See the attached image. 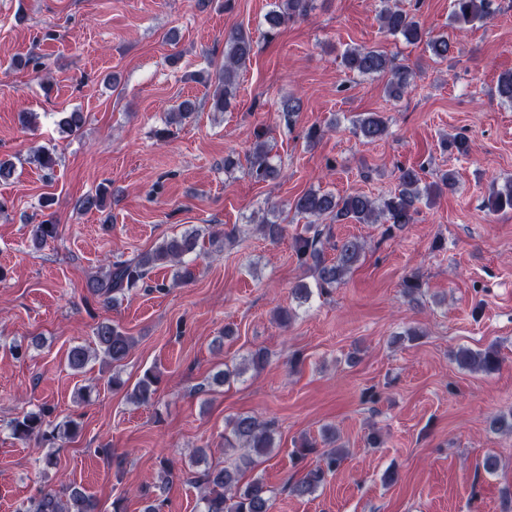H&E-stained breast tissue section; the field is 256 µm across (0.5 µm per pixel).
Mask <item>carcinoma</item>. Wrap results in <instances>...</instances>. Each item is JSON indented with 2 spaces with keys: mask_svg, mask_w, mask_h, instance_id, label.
I'll return each instance as SVG.
<instances>
[{
  "mask_svg": "<svg viewBox=\"0 0 512 512\" xmlns=\"http://www.w3.org/2000/svg\"><path fill=\"white\" fill-rule=\"evenodd\" d=\"M313 0H274L273 7L264 16L267 34L273 35L282 26L295 18H303L312 10ZM492 0H453L450 14L451 23L459 29L484 22L490 17ZM379 21L381 30L393 37H402L415 44L422 41L423 32L416 17L400 9L394 0H379ZM431 58L446 61L452 54L453 45L448 35L441 34L426 41ZM253 52V41L249 34L238 28L224 38V62L218 69V87L213 95V108L225 112L236 99L237 77ZM340 66L347 72L360 76L386 75V91L389 97L398 100L411 88L412 71L394 63L387 54L373 48L353 47L340 55ZM196 103L187 99L169 113V123L177 124L191 117ZM86 122V115L80 110L64 113L61 125L70 132L80 130ZM355 131L365 142L384 139L388 134L387 120L378 112H367L353 121ZM445 149L466 157L471 150V140L464 133H458L448 140ZM398 188L382 198L364 193L337 195L331 191L310 189L299 195L293 202L297 213L309 218L302 230L293 237L294 251L299 265L314 273V282L303 280L293 287V294L302 303L308 302L313 292L323 295L340 285L348 273L359 263L365 252L366 243L355 236L331 241V225L356 222L359 224H385V232L400 230L415 221L419 205L439 196L443 189L455 184V172L444 171L438 180L423 181L420 170L414 167L398 168ZM249 173L257 181L275 179L279 170L271 162L269 151L262 135H256V143L249 157ZM106 188L100 187L87 194L80 201L85 211H99L103 208ZM486 207L491 212L512 211V180L493 190L487 198ZM57 225L44 220L29 225V238L36 247L43 246L56 237ZM201 233L195 228L179 236L163 240L155 248L129 260H117L100 275L86 283L89 294L103 299L104 304L116 306L135 288L149 290L152 271L161 266L172 268V283L186 282L193 277L191 268L184 257L196 252ZM96 350L76 345L68 351L67 360L75 372L82 371L91 354L114 366L122 363L134 346L133 337L120 326L109 321L97 323L94 329ZM453 359L461 368L492 373L499 369L502 359L493 345L483 350L460 347L453 353ZM267 356L261 350L250 352L242 365L212 375L208 387L222 386L234 377H240L247 370L258 371L265 366ZM158 377L147 369L133 386L129 398L138 405L150 403L156 393ZM51 408L41 406L36 411L23 413L8 423L14 439L26 442L33 437L48 441L66 442L79 431L78 424L69 419L60 422L50 420ZM276 448L272 427L250 414L238 415L227 422L224 428V464L212 466L207 463L206 451L197 449L194 463L206 464L195 480L202 487L199 498L200 512H271L274 490L264 478L256 475L243 481L246 470L254 467L257 460L270 455ZM300 455H315L314 462L305 473L287 489L295 496L310 497L325 483L327 477L340 466L343 450L333 446L322 452L317 443L304 440ZM17 512H97L96 503L85 492L70 487L61 497L52 491H42L22 504Z\"/></svg>",
  "mask_w": 512,
  "mask_h": 512,
  "instance_id": "carcinoma-1",
  "label": "carcinoma"
}]
</instances>
